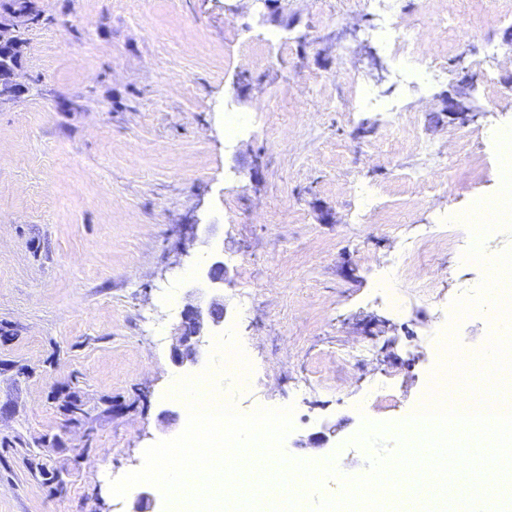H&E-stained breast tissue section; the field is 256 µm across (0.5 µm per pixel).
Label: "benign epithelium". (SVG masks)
Segmentation results:
<instances>
[{
  "mask_svg": "<svg viewBox=\"0 0 512 512\" xmlns=\"http://www.w3.org/2000/svg\"><path fill=\"white\" fill-rule=\"evenodd\" d=\"M27 15L11 7L0 11V55H5L14 44L16 31L25 23ZM19 66L9 67L5 80H0V100H11L24 93L17 82ZM224 260L216 254L211 264L200 272L199 279L206 288H193L185 304L180 321L175 326L170 358L177 368L198 366L203 359V346L210 333L224 325Z\"/></svg>",
  "mask_w": 512,
  "mask_h": 512,
  "instance_id": "benign-epithelium-1",
  "label": "benign epithelium"
}]
</instances>
